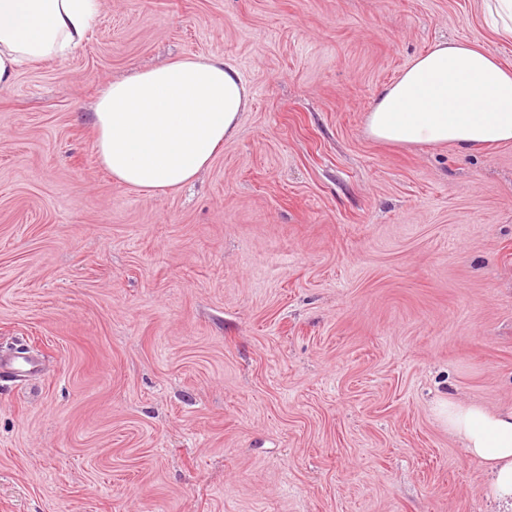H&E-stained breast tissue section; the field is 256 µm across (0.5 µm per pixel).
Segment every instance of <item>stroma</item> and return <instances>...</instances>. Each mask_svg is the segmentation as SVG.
Returning <instances> with one entry per match:
<instances>
[{"mask_svg":"<svg viewBox=\"0 0 512 512\" xmlns=\"http://www.w3.org/2000/svg\"><path fill=\"white\" fill-rule=\"evenodd\" d=\"M482 0H103L0 90V512H498L437 416L512 407V143L371 138L377 91ZM213 56L248 89L194 183L94 152L112 81ZM42 358L29 351L19 352L7 360L0 359V374L22 382L37 377L42 371Z\"/></svg>","mask_w":512,"mask_h":512,"instance_id":"35a3bbf8","label":"stroma"}]
</instances>
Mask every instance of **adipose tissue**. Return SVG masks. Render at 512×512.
<instances>
[{
    "instance_id": "adipose-tissue-1",
    "label": "adipose tissue",
    "mask_w": 512,
    "mask_h": 512,
    "mask_svg": "<svg viewBox=\"0 0 512 512\" xmlns=\"http://www.w3.org/2000/svg\"><path fill=\"white\" fill-rule=\"evenodd\" d=\"M101 0H0V88L19 63L64 57L82 40ZM248 91L222 59L190 56L110 83L94 104V149L113 180L152 195L184 187L238 130ZM374 139L450 144L462 151L512 142V66L492 51L441 41L375 95ZM438 415L512 501V407L492 411L451 398Z\"/></svg>"
}]
</instances>
